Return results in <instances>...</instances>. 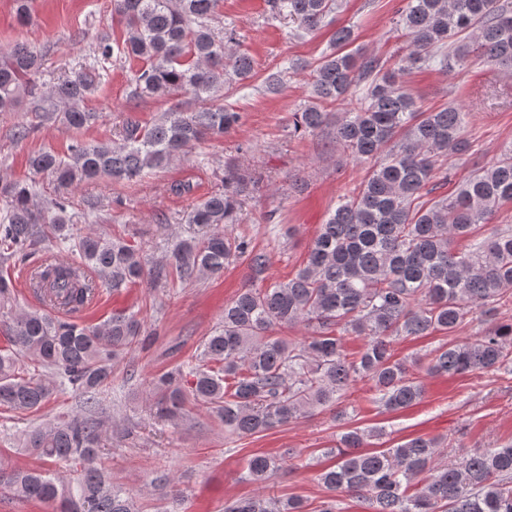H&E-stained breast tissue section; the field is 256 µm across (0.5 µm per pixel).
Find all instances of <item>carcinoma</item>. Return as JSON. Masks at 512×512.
I'll use <instances>...</instances> for the list:
<instances>
[{
    "label": "carcinoma",
    "instance_id": "carcinoma-1",
    "mask_svg": "<svg viewBox=\"0 0 512 512\" xmlns=\"http://www.w3.org/2000/svg\"><path fill=\"white\" fill-rule=\"evenodd\" d=\"M397 26L406 52L387 62L370 57L350 27L336 29L330 53L310 73V100L294 113V132L310 135L326 125L327 103L346 106L336 118L334 141L345 155L371 164L366 178L339 199L321 225L304 265L286 281L266 283L269 253L251 240L228 233L243 220L245 179L234 164L224 166V191L195 204L187 223L210 228L201 240L178 239L156 278L182 283L224 272L243 259L251 284L224 306V320L205 337L195 363L176 366L152 382L157 416L174 424L195 403L214 413L224 430L254 436L304 418L317 409L335 411L339 421L354 412L340 405L350 385L371 384L372 402L398 411L419 403L424 385L411 366L393 356L397 336L453 335L479 309L492 316L512 304V227L485 232L500 205L512 203V144L491 165L473 171L454 195L421 201L431 183H448V156L470 150L464 137L466 113L416 104L404 74L440 64L451 71L479 59L512 71V3L508 0H403ZM219 0H113L112 19L123 27L118 43L108 34L97 53L118 52L143 62L135 80L138 99L182 90L200 102L192 112L174 110L152 124L128 116L122 142L76 141L62 159L42 150L29 158L33 175H48L62 187L108 178H141L166 167L193 141L219 138L239 125L242 115L213 105L218 89L251 77L252 57L234 48L235 29L224 37L211 32ZM273 18H288L306 33L323 26L340 0H267ZM41 58L25 43L0 52V112L12 110L19 90L39 101L42 112H60L73 129L97 119L86 107L102 74L93 64L46 93L36 76ZM365 84L355 96L353 88ZM264 92L284 90L280 70L269 72ZM34 185L1 181L9 202L0 214V264L25 260L40 241L69 243L81 262L45 260L31 275L33 293L50 312L17 308L11 279L0 274V325L8 345L0 349V409L26 416L54 394L67 391L78 410L53 423L22 431L21 449L66 468L0 467V486L20 499L56 506L58 512H136L127 489L112 482L100 464L109 414L100 398L112 381L115 361L146 343L138 313L115 312L100 326L61 318L93 301L104 285L120 292L147 275L144 256L122 240L94 232L78 234L61 197L53 210L34 201ZM468 240L457 251L453 243ZM303 325L309 336L290 343L272 336L280 328ZM364 338L359 356H350L345 337ZM427 370L449 377L504 370L512 373V320L492 322L474 339L446 343L429 353ZM381 429L344 432L336 464L319 472L328 493L316 512H337V496L361 499L367 512H512V444L478 448L455 464L438 462L440 440L416 436L392 448L368 449ZM279 459L254 455L242 478L272 479ZM154 487L168 495L176 482L156 473ZM224 512H302L296 498L231 500Z\"/></svg>",
    "mask_w": 512,
    "mask_h": 512
}]
</instances>
